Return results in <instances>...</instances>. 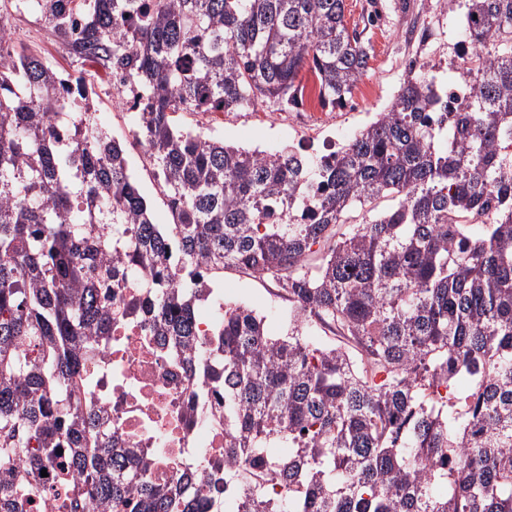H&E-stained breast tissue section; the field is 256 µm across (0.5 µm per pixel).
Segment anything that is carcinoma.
Wrapping results in <instances>:
<instances>
[{"label": "carcinoma", "mask_w": 512, "mask_h": 512, "mask_svg": "<svg viewBox=\"0 0 512 512\" xmlns=\"http://www.w3.org/2000/svg\"><path fill=\"white\" fill-rule=\"evenodd\" d=\"M34 2L71 63L140 90L176 222H153L93 76L17 49L0 15V512H27L63 455L108 507L134 491V512H198L194 487L168 493L115 452L82 409V369L110 290L144 268L126 314L197 349L200 263L267 278L303 312L269 336L227 304L206 349L231 432L224 512H512V0H444L472 56L457 106L421 65L333 160L307 163L173 114L295 108L306 67L321 102L346 105L372 47L345 0ZM259 471L288 494L251 493Z\"/></svg>", "instance_id": "cac0c4a2"}]
</instances>
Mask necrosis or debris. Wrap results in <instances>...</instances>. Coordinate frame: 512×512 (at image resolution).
Returning <instances> with one entry per match:
<instances>
[{
  "mask_svg": "<svg viewBox=\"0 0 512 512\" xmlns=\"http://www.w3.org/2000/svg\"><path fill=\"white\" fill-rule=\"evenodd\" d=\"M95 343L84 359L94 385L88 400L113 447L132 451L153 485L194 482L204 512H222L214 484L224 476V393L212 390L208 365L173 353L130 315L113 319Z\"/></svg>",
  "mask_w": 512,
  "mask_h": 512,
  "instance_id": "obj_1",
  "label": "necrosis or debris"
}]
</instances>
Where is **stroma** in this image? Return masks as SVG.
Segmentation results:
<instances>
[{
  "label": "stroma",
  "mask_w": 512,
  "mask_h": 512,
  "mask_svg": "<svg viewBox=\"0 0 512 512\" xmlns=\"http://www.w3.org/2000/svg\"><path fill=\"white\" fill-rule=\"evenodd\" d=\"M375 1L381 6V19L369 33L372 45L369 68L354 90L350 106L336 112L334 131L345 141L380 112L388 110L406 78L408 58L427 63L430 75L439 82H452L458 77L452 65L457 55L458 13L441 6L439 0H410V9L406 12L401 9V0H346L347 23L360 22L362 14L367 13ZM275 109V104L262 103L238 112L211 113L207 132L234 147L276 152L290 144L295 131L286 122L272 118ZM131 163L150 203L154 223H171L166 198L153 166L136 157ZM222 282L226 297L265 311L270 335L281 336L287 332L288 322L282 311L265 304L269 281L228 269Z\"/></svg>",
  "instance_id": "obj_1"
}]
</instances>
